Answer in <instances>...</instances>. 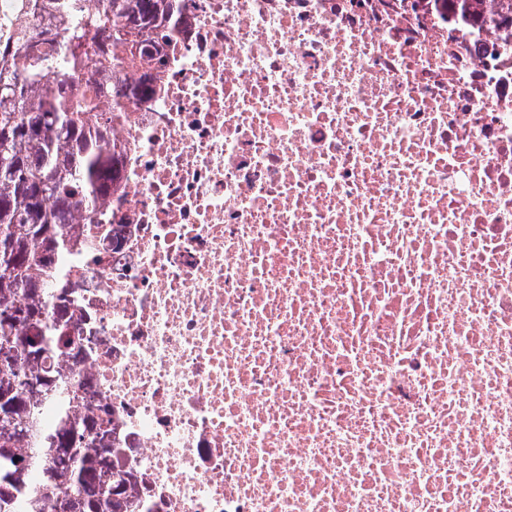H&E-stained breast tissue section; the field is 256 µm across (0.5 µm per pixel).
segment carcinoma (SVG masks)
<instances>
[{
    "mask_svg": "<svg viewBox=\"0 0 512 512\" xmlns=\"http://www.w3.org/2000/svg\"><path fill=\"white\" fill-rule=\"evenodd\" d=\"M24 2L59 25L0 37V512H135L110 413L91 405V381L70 366L84 343L61 268L77 215L118 174L103 106L154 95L123 73L162 65L155 39L178 22L180 4ZM459 10L495 26L512 0H460Z\"/></svg>",
    "mask_w": 512,
    "mask_h": 512,
    "instance_id": "obj_1",
    "label": "carcinoma"
}]
</instances>
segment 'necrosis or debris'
Listing matches in <instances>:
<instances>
[{
    "instance_id": "1",
    "label": "necrosis or debris",
    "mask_w": 512,
    "mask_h": 512,
    "mask_svg": "<svg viewBox=\"0 0 512 512\" xmlns=\"http://www.w3.org/2000/svg\"><path fill=\"white\" fill-rule=\"evenodd\" d=\"M180 7L68 259L141 512H512V23Z\"/></svg>"
}]
</instances>
